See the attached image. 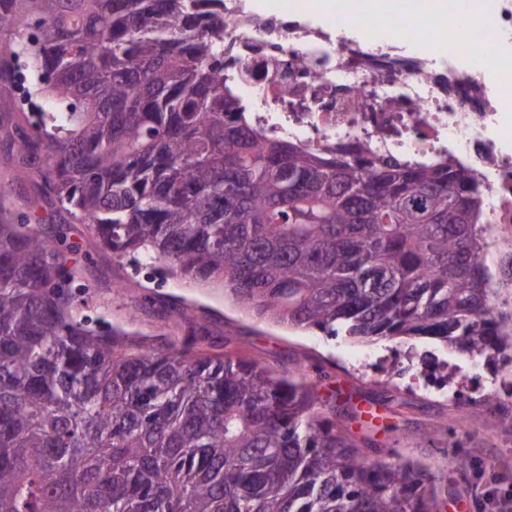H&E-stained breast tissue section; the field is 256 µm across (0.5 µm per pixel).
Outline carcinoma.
Here are the masks:
<instances>
[{"label":"carcinoma","mask_w":512,"mask_h":512,"mask_svg":"<svg viewBox=\"0 0 512 512\" xmlns=\"http://www.w3.org/2000/svg\"><path fill=\"white\" fill-rule=\"evenodd\" d=\"M0 0L49 120L19 160L104 248L219 281L332 336L505 354L482 189L448 159L367 163L258 133L224 87L220 3ZM0 210V512H435L425 470L371 462L313 385L72 311L76 268Z\"/></svg>","instance_id":"carcinoma-1"}]
</instances>
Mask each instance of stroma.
Segmentation results:
<instances>
[{
    "label": "stroma",
    "instance_id": "stroma-1",
    "mask_svg": "<svg viewBox=\"0 0 512 512\" xmlns=\"http://www.w3.org/2000/svg\"><path fill=\"white\" fill-rule=\"evenodd\" d=\"M38 85L26 57H17L8 87L13 122L37 118ZM0 184L10 189L0 203L14 221L63 237V250L78 267L75 308L92 326H120L157 346L193 337L275 374L303 377L315 385L324 418L348 422L365 436L368 459L426 468L437 512H496L495 499L512 496V392L494 405L466 408L447 392L407 387L414 368L406 349L423 361L444 359L464 384L471 355L427 337L365 343L294 328L255 315L219 285L181 283L118 258L102 249L92 226L55 203L40 172L19 162L1 127ZM460 454L469 458L468 468L456 466Z\"/></svg>",
    "mask_w": 512,
    "mask_h": 512
}]
</instances>
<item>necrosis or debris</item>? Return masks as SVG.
Instances as JSON below:
<instances>
[{
  "label": "necrosis or debris",
  "mask_w": 512,
  "mask_h": 512,
  "mask_svg": "<svg viewBox=\"0 0 512 512\" xmlns=\"http://www.w3.org/2000/svg\"><path fill=\"white\" fill-rule=\"evenodd\" d=\"M359 0L340 18L302 24L297 9L254 20L224 0V82L252 107L259 133L309 150L422 162L447 157L474 171L492 255L512 228V0H479L466 20L449 10L440 35L427 16L404 24L422 53H402ZM365 30L346 38L344 17Z\"/></svg>",
  "instance_id": "obj_1"
}]
</instances>
